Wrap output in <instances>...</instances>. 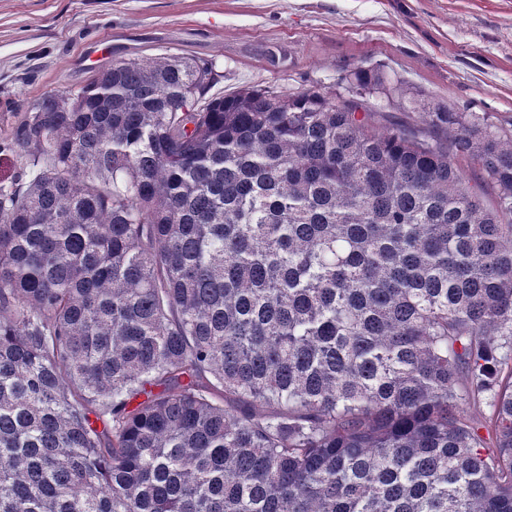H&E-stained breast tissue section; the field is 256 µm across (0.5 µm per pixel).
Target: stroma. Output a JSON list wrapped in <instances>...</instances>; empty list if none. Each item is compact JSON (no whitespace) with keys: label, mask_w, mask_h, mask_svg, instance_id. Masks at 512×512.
<instances>
[{"label":"stroma","mask_w":512,"mask_h":512,"mask_svg":"<svg viewBox=\"0 0 512 512\" xmlns=\"http://www.w3.org/2000/svg\"><path fill=\"white\" fill-rule=\"evenodd\" d=\"M166 55L212 62L221 95L346 97L379 65L406 94L512 122V0H0V137L112 61Z\"/></svg>","instance_id":"obj_1"}]
</instances>
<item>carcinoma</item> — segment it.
Wrapping results in <instances>:
<instances>
[{
	"mask_svg": "<svg viewBox=\"0 0 512 512\" xmlns=\"http://www.w3.org/2000/svg\"><path fill=\"white\" fill-rule=\"evenodd\" d=\"M217 81L118 60L0 140V512H512V129ZM369 104L378 110H381L378 117V127L382 130H388L392 126L404 124L406 122L411 124H419L421 121L418 112H407L406 105L403 104L397 96L389 106L387 99L380 96H366Z\"/></svg>",
	"mask_w": 512,
	"mask_h": 512,
	"instance_id": "cac0c4a2",
	"label": "carcinoma"
}]
</instances>
